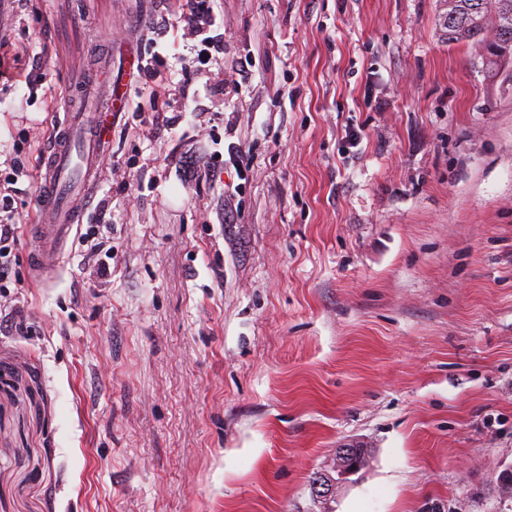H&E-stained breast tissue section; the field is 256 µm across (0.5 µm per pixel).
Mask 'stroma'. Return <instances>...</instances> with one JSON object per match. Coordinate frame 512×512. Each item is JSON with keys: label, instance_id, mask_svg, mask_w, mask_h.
<instances>
[{"label": "stroma", "instance_id": "1", "mask_svg": "<svg viewBox=\"0 0 512 512\" xmlns=\"http://www.w3.org/2000/svg\"><path fill=\"white\" fill-rule=\"evenodd\" d=\"M178 0H22L0 40V164L45 151L53 88L131 63L194 88L158 134L113 115L94 205L112 257L0 298V512H512V60L450 44L446 0H218L224 53ZM364 129L351 145L348 130ZM244 169L181 181L185 154ZM234 221L219 223L221 209ZM367 466L328 502L337 449ZM180 14L179 19L183 24L185 34L190 38L200 39V44L204 48L199 51L201 61L209 60L210 50L217 53L224 52V41L208 35L213 31L217 24V14L214 12L212 3L214 0H182L179 1ZM200 61V62H201ZM256 65V61L252 58H245L244 62H241L240 68H236L235 71L229 73L227 77L221 78V87L225 95H238L242 91V85L246 82L249 76L250 68Z\"/></svg>", "mask_w": 512, "mask_h": 512}]
</instances>
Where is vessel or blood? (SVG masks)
<instances>
[{"mask_svg":"<svg viewBox=\"0 0 512 512\" xmlns=\"http://www.w3.org/2000/svg\"><path fill=\"white\" fill-rule=\"evenodd\" d=\"M117 101L116 88L98 98L95 84L77 91L72 107L57 126L42 168L38 207L42 221L33 225L28 258L35 273L59 265L61 250L78 224L81 210L93 194L100 178V148L97 124L100 115H111Z\"/></svg>","mask_w":512,"mask_h":512,"instance_id":"vessel-or-blood-1","label":"vessel or blood"}]
</instances>
